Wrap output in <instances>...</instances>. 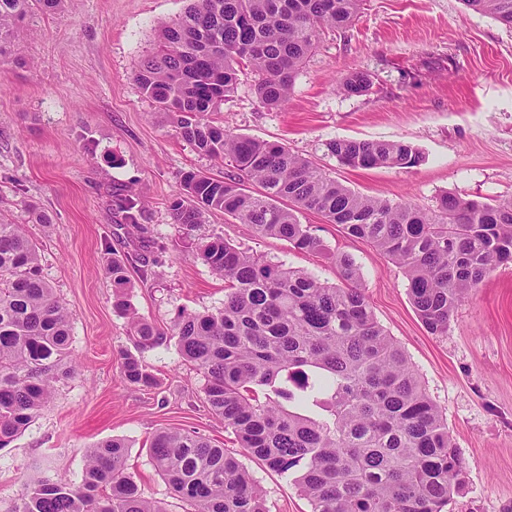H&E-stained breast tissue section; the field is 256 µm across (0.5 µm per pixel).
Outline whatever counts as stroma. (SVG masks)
I'll list each match as a JSON object with an SVG mask.
<instances>
[{
    "mask_svg": "<svg viewBox=\"0 0 512 512\" xmlns=\"http://www.w3.org/2000/svg\"><path fill=\"white\" fill-rule=\"evenodd\" d=\"M186 0H63L28 14L24 35L0 55V214L36 242L45 277L67 307L77 375L55 385L50 404L0 451V512L27 481L79 483L86 448L126 439L129 473L146 497L183 512L155 471L148 446L162 428H181L235 448L204 401V379L175 345L143 355L159 385L127 383L126 318L112 307L104 260L150 241V270H132L138 313L168 327L181 310L222 307L224 282L187 253L220 235L331 284L336 258L350 256L376 320L404 351L441 408L466 466L445 512H512V263L496 267L457 306L444 336L429 335L411 305L404 270L368 243L345 236L314 210L299 214L323 244L302 253L258 236L217 212L195 228L173 222L182 175L232 174L199 155L141 92L135 74L160 29ZM371 80L362 96L343 94L351 73ZM245 77L214 121L276 143L364 195L433 207L443 193L490 201L512 196V29L464 8L461 0H364L352 26L323 30L295 79L285 108L262 107ZM333 139L411 143L410 168L351 169L328 154ZM132 198L138 224L112 208ZM52 223H35V212ZM268 512H311L289 480L244 458Z\"/></svg>",
    "mask_w": 512,
    "mask_h": 512,
    "instance_id": "1",
    "label": "stroma"
}]
</instances>
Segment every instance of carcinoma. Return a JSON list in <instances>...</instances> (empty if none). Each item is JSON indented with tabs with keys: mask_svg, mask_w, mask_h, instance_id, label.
I'll return each mask as SVG.
<instances>
[{
	"mask_svg": "<svg viewBox=\"0 0 512 512\" xmlns=\"http://www.w3.org/2000/svg\"><path fill=\"white\" fill-rule=\"evenodd\" d=\"M61 2L0 0V43L18 37L32 8L53 12ZM186 2L162 27L136 81L198 154L227 161L237 174L185 172L170 205L174 223L203 224L223 212L311 253L322 242L297 212L318 211L401 265L427 332L447 335L461 300L493 265L512 261V198L479 202L447 192L424 209L365 196L282 145L234 135L211 120L247 69L257 75L260 105L285 106L320 31L350 26L362 0ZM462 3L512 28V0ZM370 86L356 73L340 89L363 95ZM326 149L353 169L420 161L405 141L335 139ZM283 200L289 206L279 205ZM112 206L138 223L131 199L114 194ZM189 256L224 280V305L182 310L166 330L130 300V270L142 254L107 266L113 309L127 319L135 347L123 357L126 382L156 387L140 353L173 343L204 377L206 402L242 453L291 479L311 512H441L464 483V462L442 412L377 322L353 260L336 257L341 284L333 285L220 236ZM71 336L69 312L43 275L37 245L21 225L0 219V451L50 403L56 382L75 374ZM128 448L122 438L96 444L86 451L80 484L36 478L11 512H167L127 472ZM149 455L187 512H267L236 453L197 432L162 430Z\"/></svg>",
	"mask_w": 512,
	"mask_h": 512,
	"instance_id": "carcinoma-1",
	"label": "carcinoma"
}]
</instances>
